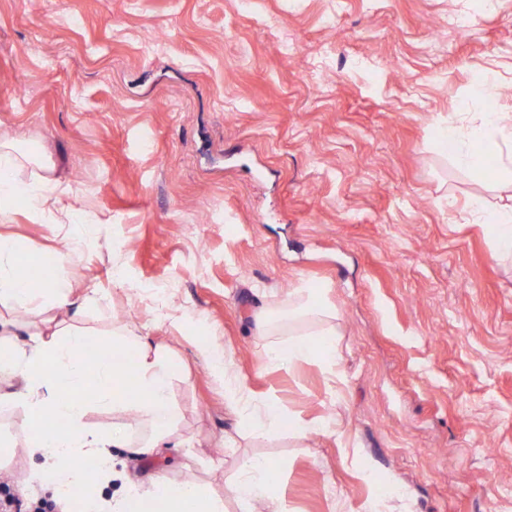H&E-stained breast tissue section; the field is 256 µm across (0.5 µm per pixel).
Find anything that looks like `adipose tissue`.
<instances>
[{
    "mask_svg": "<svg viewBox=\"0 0 512 512\" xmlns=\"http://www.w3.org/2000/svg\"><path fill=\"white\" fill-rule=\"evenodd\" d=\"M512 139V116L485 112L461 127L437 131L438 150L470 175L482 177L488 159L497 162L499 185L512 187V152L499 148ZM30 213L52 216L59 224H104L103 214L78 211L69 188L56 175V165L44 153L23 151L10 137L0 139V222L9 220L15 203ZM491 240L493 258L512 257V205H488L483 198L471 201ZM15 239L0 236V378L9 382L0 390V410L18 413L22 439L0 438V467L8 466L16 451L39 458L28 479L18 484L26 491L30 483L58 487L63 503L79 506L81 512H225L224 499L194 480L160 478L149 484L126 483L122 495L95 497L96 482H111L112 451L124 448L150 456L161 448L185 445L179 430L177 403L171 393L174 381L188 376L166 349L151 345L123 324L113 325L111 352L93 368L76 359L86 344L87 333L76 324L35 322L24 318L29 306L42 311L66 312L74 304L73 290L65 277L54 276L34 286L25 264L17 255ZM338 312L313 301L308 289H289L277 313L259 315L255 333L263 338L265 357L290 367L312 354L300 338L281 340L284 326L319 322L330 368L339 366L336 341ZM195 345L212 378L224 387V402L234 412L243 435L266 438L279 430L284 416L276 397L255 398L233 368L222 346L201 338ZM131 357L125 366L123 357ZM133 371L134 391L125 388L126 371ZM94 410H109L122 416V423L103 429L87 417ZM66 422L64 433L50 432V423ZM101 462V469L87 471L86 461ZM279 467L272 460L254 458L245 463L240 478L229 491L243 512H289L279 490Z\"/></svg>",
    "mask_w": 512,
    "mask_h": 512,
    "instance_id": "1",
    "label": "adipose tissue"
}]
</instances>
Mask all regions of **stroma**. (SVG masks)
<instances>
[{
    "label": "stroma",
    "instance_id": "1",
    "mask_svg": "<svg viewBox=\"0 0 512 512\" xmlns=\"http://www.w3.org/2000/svg\"><path fill=\"white\" fill-rule=\"evenodd\" d=\"M511 60L512 0H0V136L47 150L74 205L112 219L82 233L18 203L0 234L25 262L73 247L66 278L96 291L78 324L130 309L192 371L174 385L191 450L118 455L129 478L226 496L260 457L293 512H364L397 484L411 512H512V262L468 210L498 197L433 146L488 70L512 113ZM301 283L339 313L342 379L277 365L253 334ZM203 333L290 417H341L358 458L286 427L225 447L238 421ZM188 452L223 465L185 471Z\"/></svg>",
    "mask_w": 512,
    "mask_h": 512
}]
</instances>
